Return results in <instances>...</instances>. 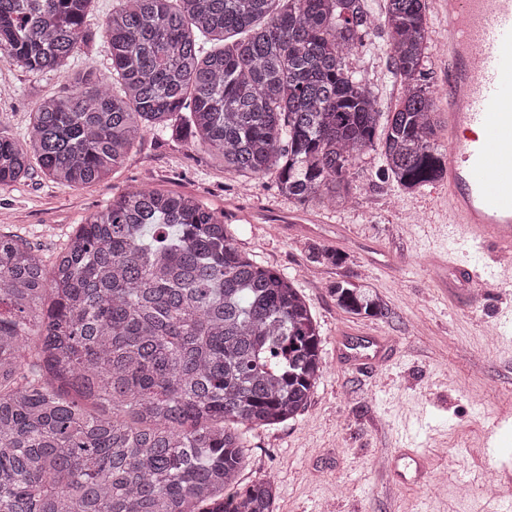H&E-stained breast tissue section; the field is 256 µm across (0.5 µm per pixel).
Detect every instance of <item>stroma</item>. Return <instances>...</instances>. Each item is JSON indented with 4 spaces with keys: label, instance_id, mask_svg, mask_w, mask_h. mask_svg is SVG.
Masks as SVG:
<instances>
[{
    "label": "stroma",
    "instance_id": "stroma-1",
    "mask_svg": "<svg viewBox=\"0 0 512 512\" xmlns=\"http://www.w3.org/2000/svg\"><path fill=\"white\" fill-rule=\"evenodd\" d=\"M393 111L400 87L391 74L388 35L376 28L348 57ZM105 52L69 59L56 72L0 63V130L22 138L40 99L63 94L74 72L106 73ZM367 152L351 174L341 207L303 206L281 196L274 177L241 185L203 146L145 134L124 165L73 190L40 169L0 189V234L53 261L89 214L127 187L196 197L222 215L235 244L292 282L323 338L324 371L296 419L247 433L243 480L278 481L276 512H495L484 496L487 473L512 471V286L500 285L490 248L449 238L433 185L411 192L383 174ZM318 246L339 264L311 262ZM468 267L478 284L462 281ZM354 283L385 306L382 316L340 310L332 289ZM421 448L432 475L399 483L378 459ZM472 491L462 495L460 483Z\"/></svg>",
    "mask_w": 512,
    "mask_h": 512
}]
</instances>
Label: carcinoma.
Here are the masks:
<instances>
[{"label": "carcinoma", "mask_w": 512, "mask_h": 512, "mask_svg": "<svg viewBox=\"0 0 512 512\" xmlns=\"http://www.w3.org/2000/svg\"><path fill=\"white\" fill-rule=\"evenodd\" d=\"M91 2L0 0V59L49 73L94 52ZM378 25L403 85L383 125L347 64ZM430 34L425 0H384L376 21L363 0H117L109 74H72L23 141L0 132V187L34 162L82 187L159 128L302 205L346 204L371 150L402 189L432 183ZM333 293L384 313L349 281ZM321 343L293 284L192 196L130 187L49 265L0 235V512H276L273 478L241 485L243 430L307 408Z\"/></svg>", "instance_id": "carcinoma-1"}]
</instances>
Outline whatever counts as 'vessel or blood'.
Here are the masks:
<instances>
[{"label": "vessel or blood", "mask_w": 512, "mask_h": 512, "mask_svg": "<svg viewBox=\"0 0 512 512\" xmlns=\"http://www.w3.org/2000/svg\"><path fill=\"white\" fill-rule=\"evenodd\" d=\"M434 40L446 65L434 102L448 153L438 185L448 233L493 246L512 282V0H448Z\"/></svg>", "instance_id": "vessel-or-blood-1"}]
</instances>
